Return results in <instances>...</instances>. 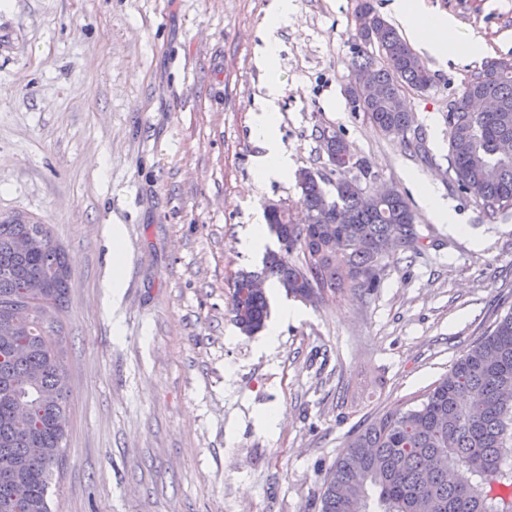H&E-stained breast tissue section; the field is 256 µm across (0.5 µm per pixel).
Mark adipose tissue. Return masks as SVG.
<instances>
[{
    "mask_svg": "<svg viewBox=\"0 0 512 512\" xmlns=\"http://www.w3.org/2000/svg\"><path fill=\"white\" fill-rule=\"evenodd\" d=\"M394 10L412 37L438 53H465L475 57L483 50L478 41L462 40L449 20L424 12L418 0H395ZM275 59L276 53L270 49L261 60V67L268 74V98L262 112L251 123L249 132L251 140L262 150L256 167V181L260 184L272 178H287L291 169V162L276 134L279 121L276 100L281 81L274 65Z\"/></svg>",
    "mask_w": 512,
    "mask_h": 512,
    "instance_id": "ef3b65f1",
    "label": "adipose tissue"
}]
</instances>
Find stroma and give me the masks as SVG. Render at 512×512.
Returning <instances> with one entry per match:
<instances>
[{"instance_id": "35a3bbf8", "label": "stroma", "mask_w": 512, "mask_h": 512, "mask_svg": "<svg viewBox=\"0 0 512 512\" xmlns=\"http://www.w3.org/2000/svg\"><path fill=\"white\" fill-rule=\"evenodd\" d=\"M271 0H0V215L35 217L69 259L58 315L70 414L49 488L59 512H319L325 472L351 433L420 403L512 311V213L486 223L448 184L451 101L476 67L415 52L434 78L407 92L430 161L351 112L355 0H294L277 33L279 138L294 168L329 172L318 128L342 133L405 191L425 247L386 260L372 297L313 306L268 290L269 326L229 311L261 255L241 235L295 178L255 186L249 137L266 97L257 60ZM489 58L512 59V0H422ZM431 181L463 233L426 210ZM125 237L120 299L112 227ZM291 303L297 319H282Z\"/></svg>"}]
</instances>
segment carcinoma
Wrapping results in <instances>:
<instances>
[{"label":"carcinoma","instance_id":"1","mask_svg":"<svg viewBox=\"0 0 512 512\" xmlns=\"http://www.w3.org/2000/svg\"><path fill=\"white\" fill-rule=\"evenodd\" d=\"M357 38L349 71L385 92L372 99L346 87L350 110L399 141L411 156L428 159L424 138L405 137L413 117L402 95L422 92L434 75L374 7L356 0ZM377 52L368 51L370 46ZM474 96L495 100V112H476ZM448 177L474 200L490 223L512 211V60L489 58L472 70L461 98L448 107ZM328 160L353 159L354 174L327 189L323 173H296L298 200L311 224L293 220L290 208L265 207L280 250L268 251L259 271H241L231 285L230 312L246 335L268 319L264 290L240 297L244 283L274 280L286 295L306 302L316 290L371 295L387 267L386 245L415 257L423 237L405 195L393 188L380 198L366 159L344 136L318 130ZM39 245L19 249L20 236ZM302 253L298 263L288 261ZM64 250L46 224L19 215L0 216V512H52L51 470L62 449L69 391L59 334L38 322V302L59 309L69 293ZM49 277L47 287L29 284ZM512 311L466 350L409 409H390L350 435L346 452L326 472L320 512H512Z\"/></svg>","mask_w":512,"mask_h":512}]
</instances>
